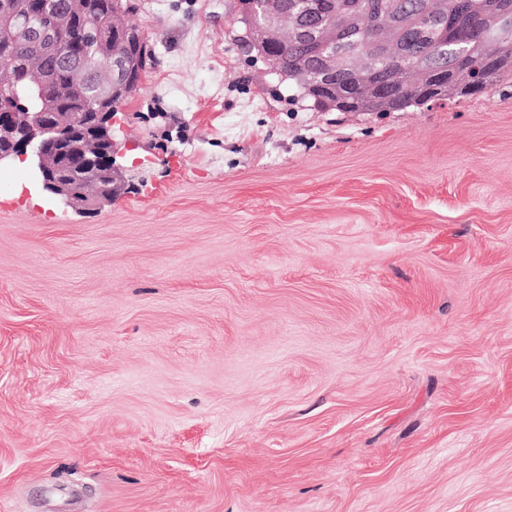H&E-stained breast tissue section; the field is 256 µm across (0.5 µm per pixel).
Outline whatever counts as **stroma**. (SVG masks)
<instances>
[{"instance_id": "35a3bbf8", "label": "stroma", "mask_w": 512, "mask_h": 512, "mask_svg": "<svg viewBox=\"0 0 512 512\" xmlns=\"http://www.w3.org/2000/svg\"><path fill=\"white\" fill-rule=\"evenodd\" d=\"M131 2L124 193L0 167V512H512V81L316 112Z\"/></svg>"}]
</instances>
